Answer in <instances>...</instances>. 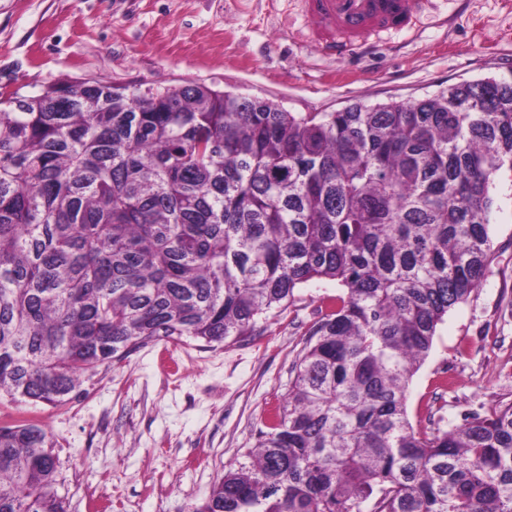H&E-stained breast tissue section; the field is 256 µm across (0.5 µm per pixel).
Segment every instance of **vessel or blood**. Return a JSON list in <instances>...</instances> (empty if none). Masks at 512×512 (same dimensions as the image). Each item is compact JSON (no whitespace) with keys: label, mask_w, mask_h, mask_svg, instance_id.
<instances>
[{"label":"vessel or blood","mask_w":512,"mask_h":512,"mask_svg":"<svg viewBox=\"0 0 512 512\" xmlns=\"http://www.w3.org/2000/svg\"><path fill=\"white\" fill-rule=\"evenodd\" d=\"M418 8L417 0H307L316 45L331 55L350 51L374 31L409 25Z\"/></svg>","instance_id":"vessel-or-blood-1"}]
</instances>
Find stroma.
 <instances>
[{"label": "stroma", "mask_w": 512, "mask_h": 512, "mask_svg": "<svg viewBox=\"0 0 512 512\" xmlns=\"http://www.w3.org/2000/svg\"><path fill=\"white\" fill-rule=\"evenodd\" d=\"M306 0H0V93L63 78L163 89L202 83L334 112L512 79V0H420L413 23L347 55L315 46ZM491 260L438 325L407 391L412 425L443 430L512 402V171L495 178ZM336 283L315 281L263 335L228 346L147 345L84 374L71 401L30 408L52 434L68 512H189L255 446Z\"/></svg>", "instance_id": "35a3bbf8"}]
</instances>
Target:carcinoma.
I'll return each mask as SVG.
<instances>
[{"label":"carcinoma","mask_w":512,"mask_h":512,"mask_svg":"<svg viewBox=\"0 0 512 512\" xmlns=\"http://www.w3.org/2000/svg\"><path fill=\"white\" fill-rule=\"evenodd\" d=\"M512 80L290 112L203 84L0 94V398L65 404L151 343L210 346L316 280L276 422L190 512H512V403L417 430L406 392L489 264ZM53 439L0 422V512H67Z\"/></svg>","instance_id":"cac0c4a2"}]
</instances>
